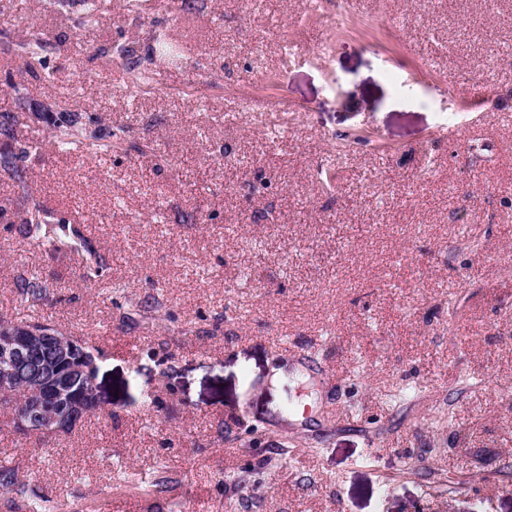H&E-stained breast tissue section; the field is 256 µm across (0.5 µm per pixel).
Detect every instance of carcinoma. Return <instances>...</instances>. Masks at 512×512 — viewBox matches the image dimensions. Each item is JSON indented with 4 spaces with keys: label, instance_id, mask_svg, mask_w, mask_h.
<instances>
[{
    "label": "carcinoma",
    "instance_id": "cac0c4a2",
    "mask_svg": "<svg viewBox=\"0 0 512 512\" xmlns=\"http://www.w3.org/2000/svg\"><path fill=\"white\" fill-rule=\"evenodd\" d=\"M59 46L42 33L18 46L16 57L19 66L36 81L50 78V72L44 66L43 52ZM18 119L11 112L0 113V139L6 150L0 152V181L11 184L16 196V209L24 214L21 218L23 234L32 238L46 252L54 255L68 246V240L76 237L86 247L88 254L84 278L92 280L106 268L105 257L98 253L83 236L80 229L70 225L64 218L45 209L30 192L26 162L41 149V143L35 138L23 136L17 132ZM50 125L53 127L52 144L61 151L77 149L111 152L122 146L126 130L122 127L112 129L99 123L98 118L86 117L78 112H59ZM14 288L21 300L35 308L44 304L51 294L52 285L36 274H21L14 279Z\"/></svg>",
    "mask_w": 512,
    "mask_h": 512
}]
</instances>
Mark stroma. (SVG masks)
Returning <instances> with one entry per match:
<instances>
[{
    "label": "stroma",
    "instance_id": "obj_1",
    "mask_svg": "<svg viewBox=\"0 0 512 512\" xmlns=\"http://www.w3.org/2000/svg\"><path fill=\"white\" fill-rule=\"evenodd\" d=\"M129 3L0 0V112L169 160L30 158L108 265L0 221V314L79 338L107 405L45 440L0 413V468L50 512H512V0ZM35 30L47 83L4 67ZM116 45L149 94L101 67ZM87 119V122L84 119ZM53 127L52 144L61 151L77 149L96 152H112L120 149L126 134L122 127L116 130L112 126L99 123L97 117H83L78 112H58L49 122ZM13 284L21 300L32 308L44 304L51 294L50 288H53V285H50L36 274L18 275Z\"/></svg>",
    "mask_w": 512,
    "mask_h": 512
}]
</instances>
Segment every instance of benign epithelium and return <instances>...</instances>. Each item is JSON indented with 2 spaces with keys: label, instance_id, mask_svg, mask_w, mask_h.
Returning <instances> with one entry per match:
<instances>
[{
  "label": "benign epithelium",
  "instance_id": "7a95c632",
  "mask_svg": "<svg viewBox=\"0 0 512 512\" xmlns=\"http://www.w3.org/2000/svg\"><path fill=\"white\" fill-rule=\"evenodd\" d=\"M31 358L50 376L19 378L18 360ZM98 371L97 357L79 339L67 334L14 324L0 333V395L19 393L30 401L17 415V428L28 435L48 434L78 426L94 408L105 406L96 379L91 388H77V374Z\"/></svg>",
  "mask_w": 512,
  "mask_h": 512
}]
</instances>
